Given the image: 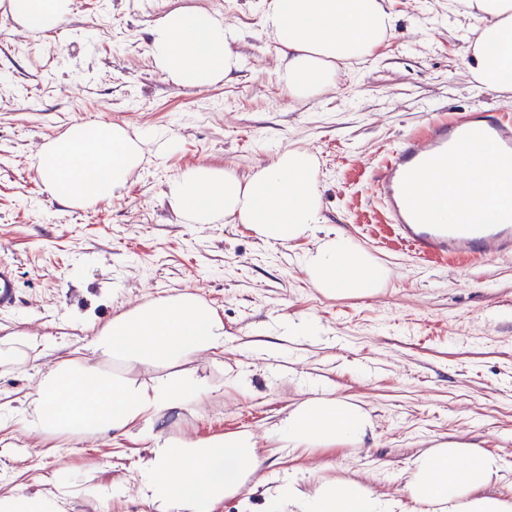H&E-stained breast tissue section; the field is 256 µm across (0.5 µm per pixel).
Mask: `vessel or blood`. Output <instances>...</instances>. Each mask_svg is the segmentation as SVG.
<instances>
[{
  "instance_id": "b4317fda",
  "label": "vessel or blood",
  "mask_w": 512,
  "mask_h": 512,
  "mask_svg": "<svg viewBox=\"0 0 512 512\" xmlns=\"http://www.w3.org/2000/svg\"><path fill=\"white\" fill-rule=\"evenodd\" d=\"M479 139L490 145L495 160L512 169V123L484 114L445 120L434 125L424 143L406 138L392 149L374 183V193L395 224L401 240L418 254L441 257L452 254L458 241H466L473 257L489 259L512 251V215L488 211L471 224H442L420 204L416 175L435 171L448 173V157L461 143ZM17 304V276L14 267L0 262V310Z\"/></svg>"
}]
</instances>
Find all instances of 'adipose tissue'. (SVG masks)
<instances>
[{
  "mask_svg": "<svg viewBox=\"0 0 512 512\" xmlns=\"http://www.w3.org/2000/svg\"><path fill=\"white\" fill-rule=\"evenodd\" d=\"M465 6L477 21L470 75L483 90H511L512 0H466ZM71 11L72 0H8L11 18L37 35L55 31ZM394 23L386 0H263L261 13V27L280 61L278 82L296 102L335 88L340 65L371 58ZM239 38L220 14L178 7L152 26L146 54L165 81L203 89L238 71ZM489 155L478 141L459 148L448 164L442 216L464 224L486 207L512 208V182L485 165ZM143 157L140 140L124 126L75 122L42 146L34 167L50 198L83 207L123 199ZM459 169L479 181L480 196L458 182ZM165 197L183 223L246 224L279 243L308 236L323 221L319 163L300 148H279L244 178L225 168L188 167L168 181ZM301 268L330 296L374 293L389 276L340 233L307 251ZM223 348V319L196 295L180 292L114 316L92 336L85 354L59 355L21 407L0 402V428L18 424L46 439L134 435L147 448L137 481L131 489L116 481L84 486L72 470L61 468L41 477L37 488L0 493V512H65L78 498L106 512L112 500L131 490L157 512H215L225 496L262 488L252 433L193 438L162 429L166 416L196 410L211 393L186 370V362ZM100 356L111 360L112 370L97 364ZM137 371L145 372V379H134ZM372 431V419L359 405L323 395L291 410L271 437L282 448H333L361 443ZM498 475L497 455L451 441L415 460L404 491L426 512H512V495L487 491ZM268 512H393V503L361 478L323 477L309 490L292 478L270 493Z\"/></svg>",
  "mask_w": 512,
  "mask_h": 512,
  "instance_id": "1",
  "label": "adipose tissue"
}]
</instances>
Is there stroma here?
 Listing matches in <instances>:
<instances>
[{
    "mask_svg": "<svg viewBox=\"0 0 512 512\" xmlns=\"http://www.w3.org/2000/svg\"><path fill=\"white\" fill-rule=\"evenodd\" d=\"M396 23L368 61L341 67L336 89L300 105L276 79L261 34L262 0H74L50 36L23 31L0 4V260L17 271L19 304L0 313V341L37 336L21 371L0 369V399L21 406L52 351L83 348L122 310L190 292L224 320V351L187 362L211 384L195 414L165 420L197 437L249 431L267 488L287 477L370 476L394 512H419L402 487L422 451L474 442L498 455L493 487L512 492V254L420 259L397 239L371 184L394 145L431 123L481 110L512 118V92L479 89L466 62L476 25L448 0H388ZM176 7L224 15L241 33L232 80L188 90L153 72L151 26ZM75 122H116L130 134L173 132L117 203L66 209L42 192L32 160ZM283 146L315 154L324 222L311 236L266 242L245 224H185L165 198L186 167L247 176ZM341 231L389 270L372 295L331 297L298 262ZM314 332L288 334L286 321ZM347 397L375 428L364 443L310 453L272 448L273 426L300 402ZM145 450L130 438L47 441L0 432V476L35 487L62 466L85 480L134 484Z\"/></svg>",
    "mask_w": 512,
    "mask_h": 512,
    "instance_id": "1",
    "label": "stroma"
}]
</instances>
